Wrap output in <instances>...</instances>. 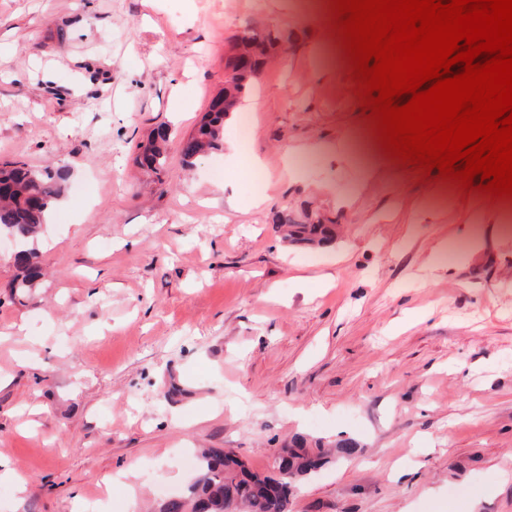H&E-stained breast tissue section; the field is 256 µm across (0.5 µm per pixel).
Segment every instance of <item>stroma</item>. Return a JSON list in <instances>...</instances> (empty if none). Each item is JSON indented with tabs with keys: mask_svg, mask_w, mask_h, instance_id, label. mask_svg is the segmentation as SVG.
Listing matches in <instances>:
<instances>
[{
	"mask_svg": "<svg viewBox=\"0 0 512 512\" xmlns=\"http://www.w3.org/2000/svg\"><path fill=\"white\" fill-rule=\"evenodd\" d=\"M328 9L0 0V164L64 177L34 296L12 294L0 241V512H153L197 479L183 456L230 449L269 475L296 434L359 448L290 512H455L474 488L478 512H512V482L485 490L512 469V232L432 265L463 193L374 155ZM248 29L278 55L223 149L186 163ZM161 124L156 174L136 157ZM284 210L335 242L288 244Z\"/></svg>",
	"mask_w": 512,
	"mask_h": 512,
	"instance_id": "35a3bbf8",
	"label": "stroma"
}]
</instances>
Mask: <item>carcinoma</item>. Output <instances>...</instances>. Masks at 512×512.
<instances>
[{"instance_id": "obj_1", "label": "carcinoma", "mask_w": 512, "mask_h": 512, "mask_svg": "<svg viewBox=\"0 0 512 512\" xmlns=\"http://www.w3.org/2000/svg\"><path fill=\"white\" fill-rule=\"evenodd\" d=\"M276 39L255 31L238 38L227 58L229 79L224 91L204 114L192 134V152L209 153L221 149L224 124L235 112L246 86L257 77L274 50ZM153 152L146 158L148 168L157 170L166 163V128L153 131ZM62 177L49 169L35 170L23 164H7L0 169V236L12 237L18 244L15 264L21 270L11 284L16 294L25 296L39 287L41 272L34 263L37 258L35 239L61 196ZM278 224L292 245H324L335 239V230L328 224L302 223L290 215L278 216ZM357 444L351 439L336 441V455L323 451V445L312 448L303 437L292 438L283 446V454L274 460L275 474L261 476L246 468L231 451L209 450L200 456V478L188 493L171 497L159 505L158 512H288L289 496L272 495L271 484L296 487L297 482L331 463L335 458H348Z\"/></svg>"}]
</instances>
